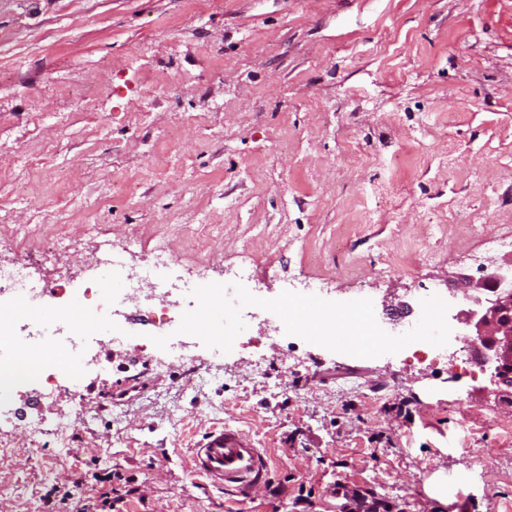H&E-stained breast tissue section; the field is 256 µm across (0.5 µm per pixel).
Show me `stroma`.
<instances>
[{"label": "stroma", "instance_id": "stroma-1", "mask_svg": "<svg viewBox=\"0 0 512 512\" xmlns=\"http://www.w3.org/2000/svg\"><path fill=\"white\" fill-rule=\"evenodd\" d=\"M511 234L512 0H0V260L30 258L40 304L70 314L93 257L135 240L129 265L167 244L192 287L245 265L260 298L371 299L391 334L437 294L458 335L455 275ZM181 316L122 309L77 388L29 378L0 431L8 512L76 481L95 503L110 470L138 481L128 512H344L345 482L398 512H512L490 368L334 353L253 306L259 349L225 354ZM225 425L270 458L247 499L192 468Z\"/></svg>", "mask_w": 512, "mask_h": 512}]
</instances>
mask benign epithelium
<instances>
[{"label":"benign epithelium","mask_w":512,"mask_h":512,"mask_svg":"<svg viewBox=\"0 0 512 512\" xmlns=\"http://www.w3.org/2000/svg\"><path fill=\"white\" fill-rule=\"evenodd\" d=\"M455 288L471 304L457 314L458 322L474 337L483 364L493 368L502 398L512 404V272L496 265L478 280L462 274Z\"/></svg>","instance_id":"1"}]
</instances>
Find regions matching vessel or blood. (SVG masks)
<instances>
[{"instance_id": "vessel-or-blood-1", "label": "vessel or blood", "mask_w": 512, "mask_h": 512, "mask_svg": "<svg viewBox=\"0 0 512 512\" xmlns=\"http://www.w3.org/2000/svg\"><path fill=\"white\" fill-rule=\"evenodd\" d=\"M193 464L195 472L214 485L243 498L252 496L270 476L268 460L253 439L228 425L207 434Z\"/></svg>"}]
</instances>
